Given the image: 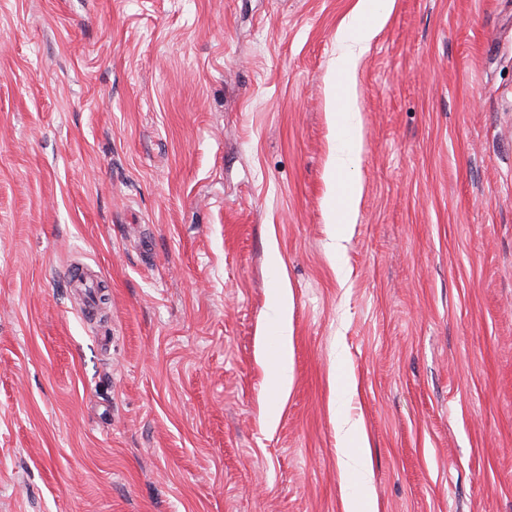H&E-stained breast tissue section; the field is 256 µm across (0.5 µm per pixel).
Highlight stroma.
<instances>
[{
    "instance_id": "stroma-1",
    "label": "stroma",
    "mask_w": 512,
    "mask_h": 512,
    "mask_svg": "<svg viewBox=\"0 0 512 512\" xmlns=\"http://www.w3.org/2000/svg\"><path fill=\"white\" fill-rule=\"evenodd\" d=\"M355 4L0 0V512H343L339 349L379 512H512V0H395L337 267L326 77ZM271 288H269L268 322L276 338V348L265 362L269 373L268 390L272 398L280 400L291 389L293 296L286 282L280 259L275 250L270 253ZM75 267L69 272L68 281L72 283L84 298V310L91 313L95 310L98 301L97 284L82 270Z\"/></svg>"
}]
</instances>
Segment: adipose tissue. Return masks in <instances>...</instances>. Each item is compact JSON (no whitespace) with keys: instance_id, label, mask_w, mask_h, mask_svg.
Listing matches in <instances>:
<instances>
[{"instance_id":"adipose-tissue-1","label":"adipose tissue","mask_w":512,"mask_h":512,"mask_svg":"<svg viewBox=\"0 0 512 512\" xmlns=\"http://www.w3.org/2000/svg\"><path fill=\"white\" fill-rule=\"evenodd\" d=\"M394 0H357L348 23L336 33L338 53L333 59L327 79V101L335 126L350 133L362 130L361 114L354 105L350 80L362 52L368 47L378 28L384 23ZM359 164L355 142L337 144L326 169L329 194L326 199V220L332 226L331 249L341 253L352 222L358 186L352 179ZM271 288L269 290L268 322L276 338L275 351L267 365L268 390L272 398L284 397L293 382L292 328L293 296L278 255L269 259ZM352 380H341L336 390V439L342 474L358 479L355 489L343 500V512H378L370 495L369 444L362 423L344 410V403L354 393Z\"/></svg>"}]
</instances>
